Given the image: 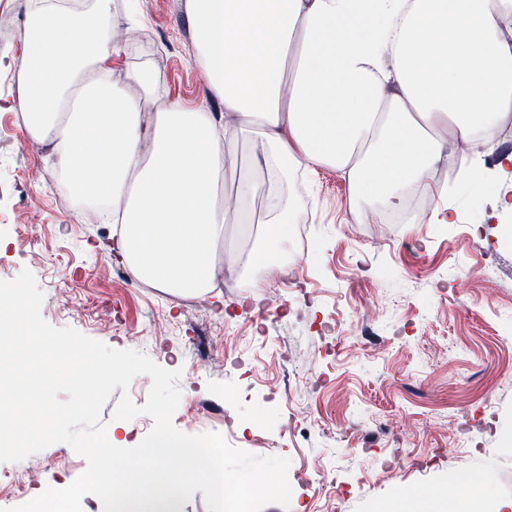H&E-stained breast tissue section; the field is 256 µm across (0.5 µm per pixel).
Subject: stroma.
Segmentation results:
<instances>
[{
  "mask_svg": "<svg viewBox=\"0 0 512 512\" xmlns=\"http://www.w3.org/2000/svg\"><path fill=\"white\" fill-rule=\"evenodd\" d=\"M186 0H149L126 13L113 6L116 27L128 33L113 57L116 78L148 60L160 69L168 98L206 101L207 77L194 60L196 35ZM28 0H0V280L29 270L44 294L43 319L73 328L114 349L132 347L159 366L180 371L181 399L173 426L187 434L217 432L233 447L257 456H287L292 485L289 508L272 503L263 512H314L330 487H345L339 512H398L414 501L428 512L460 481L483 479L493 494L473 499L471 512H494V500L512 497V219L496 195L473 198L458 188L429 201L428 214L450 210V224H396L394 209L360 205L367 224L348 237L350 199L346 175L323 168L307 188L292 183L278 192L314 205L310 228L317 251L300 258L301 280L288 284L286 310L258 321L250 298L262 297L247 265L252 242L240 240L234 287L190 298L160 288H131L120 273L103 276L102 242L112 225L87 224L78 203L63 207L65 187L45 145L28 139L16 108L20 35ZM22 224L42 227L40 238L20 235ZM380 305L364 324L350 309ZM169 323L153 332L156 317ZM228 348H220V340ZM303 351L304 360L289 358ZM151 379L137 375L128 388L139 407L133 419H116L119 393L101 413L106 428H126L128 446L150 431L143 411ZM232 402H225V394ZM307 401L316 426L297 428L296 400ZM207 402L208 420L188 423L191 403ZM49 468L73 482L87 468L69 445L55 443L0 472ZM333 484V485H334Z\"/></svg>",
  "mask_w": 512,
  "mask_h": 512,
  "instance_id": "35a3bbf8",
  "label": "stroma"
}]
</instances>
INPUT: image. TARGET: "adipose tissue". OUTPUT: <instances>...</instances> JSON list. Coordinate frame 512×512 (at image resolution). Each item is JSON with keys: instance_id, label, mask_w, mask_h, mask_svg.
<instances>
[{"instance_id": "1", "label": "adipose tissue", "mask_w": 512, "mask_h": 512, "mask_svg": "<svg viewBox=\"0 0 512 512\" xmlns=\"http://www.w3.org/2000/svg\"><path fill=\"white\" fill-rule=\"evenodd\" d=\"M205 103L163 101L148 64L113 76L112 0H30L17 105L26 134L50 145L62 181L86 210L115 203L111 251L169 292L217 286L228 222L267 204L252 262L265 274L288 245L298 210L275 185L295 172L346 174L359 197L401 208L432 176L449 137L492 150L512 112V0H188ZM249 145L252 172L219 194Z\"/></svg>"}]
</instances>
